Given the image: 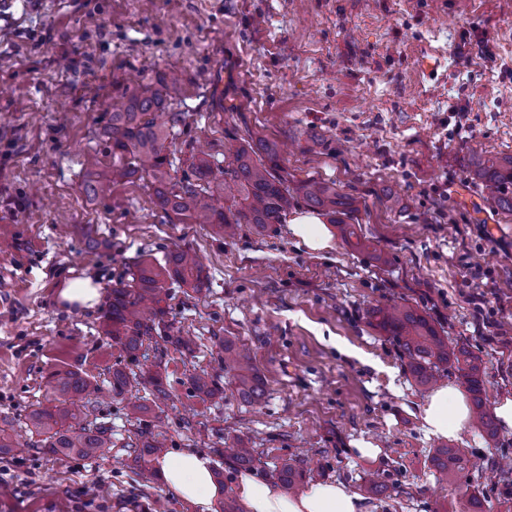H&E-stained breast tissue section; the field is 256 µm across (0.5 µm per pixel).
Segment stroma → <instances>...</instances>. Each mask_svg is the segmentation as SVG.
Returning <instances> with one entry per match:
<instances>
[{"instance_id": "1", "label": "stroma", "mask_w": 512, "mask_h": 512, "mask_svg": "<svg viewBox=\"0 0 512 512\" xmlns=\"http://www.w3.org/2000/svg\"><path fill=\"white\" fill-rule=\"evenodd\" d=\"M443 58L421 83L423 46ZM177 76L184 120L166 142L173 177L202 152L226 166L241 138L277 145L291 176L335 182L358 201L362 233L385 262L330 227L314 251L288 225L232 238L155 207L149 179L83 191L85 160L112 167L103 135L123 88ZM512 154V0H6L0 9V429L23 448L0 458V512H197L145 479L124 449L139 426H160L166 453L185 449L223 466L225 495L239 470L227 443L255 448L252 471L274 479L282 460L311 482H344L367 512H486L512 501V431L488 443L466 426L451 444L470 464L438 481V444L422 421L430 394L395 342L368 323L375 306H409L478 355L488 406L512 398V216L486 200L471 163ZM399 197L389 210L385 192ZM176 248L200 256L201 293L170 288L172 329L200 337L193 356L169 351L162 422L106 403L107 458L52 457L28 416L57 394L50 375L102 380L148 369L104 336L105 303L59 305L61 284L89 277L102 293L145 256ZM246 348L266 383L260 404L240 401L215 357L216 340ZM205 369L224 388L197 396L185 378ZM378 447L361 457L359 443ZM385 491L363 494L367 478Z\"/></svg>"}]
</instances>
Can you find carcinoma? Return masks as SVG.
Wrapping results in <instances>:
<instances>
[{"mask_svg": "<svg viewBox=\"0 0 512 512\" xmlns=\"http://www.w3.org/2000/svg\"><path fill=\"white\" fill-rule=\"evenodd\" d=\"M166 90L168 85L163 81L161 88L155 90L127 87L122 91L112 105L106 135L112 142V153L120 154L125 161L112 166V175L106 182H86L85 193L97 194L106 184L148 176L155 206L180 220L209 224L216 234L229 238L242 224L252 225L259 234L271 224L283 223L293 203L301 199L328 223L337 225L347 244L362 251L370 248L369 240L351 227L359 212L357 200L339 192L333 181L315 177L288 179L278 163L275 144L265 139H241L231 161L220 170L214 169L206 158L193 155L188 165L191 175L174 180L166 140L183 117L173 111ZM470 179L500 209L512 214V155L474 161ZM205 280L199 256L189 249L170 251L161 261L143 259L131 279L112 287L101 326L103 334L131 355L140 351L144 340L155 335L164 337L179 351L193 352L195 337L184 336L180 330L170 332L166 311L160 306L161 292L164 284L170 282L199 293ZM368 318L374 329L395 340L418 384L426 386L451 369L458 371L472 395L476 426L487 438L497 437L496 418L482 397V363L477 355L450 344L448 337L441 335L425 315L411 307L378 306L368 313ZM217 358L243 402L253 404L262 400L265 384L250 355L224 337L218 339ZM162 359L163 354L154 355L153 372L137 374L115 369L112 378L102 383L92 382L75 371L56 374L55 389L70 396L72 407L61 405L32 414L30 423L43 436L41 452L88 459L108 456L112 452V426L100 417L101 398L123 397L148 384V395L142 401L128 402V414L139 420L155 409L162 410L171 399L160 376ZM189 379L200 395L212 398L224 394L220 382L203 370L192 368ZM125 447L133 464L145 472L147 457L163 448V443L145 427L137 430ZM231 459L235 466L248 468L254 462L253 449L240 440ZM431 463L446 478L460 476L469 466L460 449L447 444L434 449ZM305 478L304 469L286 460L277 469V479L287 491L295 490Z\"/></svg>", "mask_w": 512, "mask_h": 512, "instance_id": "obj_1", "label": "carcinoma"}]
</instances>
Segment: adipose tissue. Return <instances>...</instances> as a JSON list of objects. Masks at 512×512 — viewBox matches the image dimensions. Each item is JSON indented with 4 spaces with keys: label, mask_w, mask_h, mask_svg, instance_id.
Masks as SVG:
<instances>
[{
    "label": "adipose tissue",
    "mask_w": 512,
    "mask_h": 512,
    "mask_svg": "<svg viewBox=\"0 0 512 512\" xmlns=\"http://www.w3.org/2000/svg\"><path fill=\"white\" fill-rule=\"evenodd\" d=\"M423 420L430 435L454 438L469 420L463 392L451 384L434 390L423 407ZM156 467L166 485L199 512H211L222 495L211 461L202 454L186 450L166 455ZM235 492L242 512H364L361 498L340 482L316 483L287 496L272 481L246 472L238 476Z\"/></svg>",
    "instance_id": "adipose-tissue-1"
}]
</instances>
